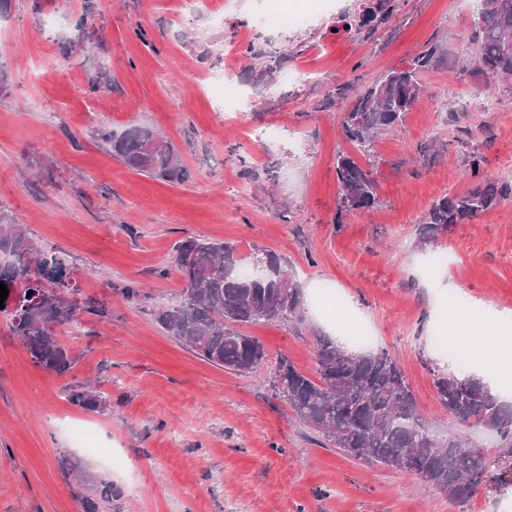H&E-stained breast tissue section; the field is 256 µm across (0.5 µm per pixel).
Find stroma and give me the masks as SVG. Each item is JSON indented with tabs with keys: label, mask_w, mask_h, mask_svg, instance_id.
<instances>
[{
	"label": "stroma",
	"mask_w": 512,
	"mask_h": 512,
	"mask_svg": "<svg viewBox=\"0 0 512 512\" xmlns=\"http://www.w3.org/2000/svg\"><path fill=\"white\" fill-rule=\"evenodd\" d=\"M352 3L333 0L295 28L268 16L267 0H232L216 29L203 0H0V207L108 310L57 326L77 358L60 375L36 367L0 316V512H82L102 480L119 492L105 512H512V448L494 436L467 432L489 467L462 508L411 472L324 447L270 389L274 357L314 375L316 335L341 331L311 299L322 284L373 349L396 357L440 434L456 423L436 401L432 371L449 356L432 339L452 302L484 316L476 358L512 342L495 319L512 313V201L415 246L430 205L472 187L471 155L497 177L512 152V93L475 94L477 76L458 63L473 36L467 0H394L374 33L333 32ZM251 44L307 77H262ZM432 45L446 54L421 73V103L374 145L378 206L338 216L336 158L357 153L342 132L355 90ZM104 70L112 86L94 90ZM342 84L350 91L335 98ZM277 122L289 138L249 143L251 128ZM135 125L167 138L184 181L129 169L98 135ZM194 237L285 258L307 297L302 321L245 326L270 355L251 372L197 357L147 311L179 302L175 248ZM441 251L449 266L423 277ZM127 286L142 300L124 299ZM86 380L110 411L71 403ZM76 426L97 450L72 441Z\"/></svg>",
	"instance_id": "stroma-1"
}]
</instances>
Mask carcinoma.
Instances as JSON below:
<instances>
[{
	"mask_svg": "<svg viewBox=\"0 0 512 512\" xmlns=\"http://www.w3.org/2000/svg\"><path fill=\"white\" fill-rule=\"evenodd\" d=\"M393 10L392 0H358L355 12L341 18L342 27L334 26L332 31L373 32ZM472 26L473 64L490 83L512 79V0H480ZM442 57L441 48L431 47L409 66L394 68L357 91L342 129L370 160L363 166L348 154L338 155L337 214L378 205L374 138L402 123L421 97L420 74L439 65ZM101 139L133 171L177 183L185 177L170 143L147 127L132 126L117 137L105 132ZM469 166L474 186L431 205L415 247L422 249L439 234L512 199L511 178L481 176L476 156ZM2 256L7 260H0V282L9 294L0 314L7 316L9 332L23 341L36 366L47 373L67 372L76 357L57 338L56 326L78 322L83 312L104 316L106 307L81 301L63 262L41 252L21 225L0 212ZM260 261L268 266L267 272L243 277L239 267L245 259L234 245L203 238L182 241L175 255L183 281L181 299L172 307L150 309V315L167 335L203 359L233 372H250L266 361L268 353L258 338L238 327L303 319L302 288L286 262L273 253H253V263ZM314 360L315 379L298 371L282 354L270 379L275 396L299 420L347 457L404 469L459 504L471 500L486 472L484 450L452 430L444 435L431 430L416 410L397 360L387 350L347 351L319 335ZM434 385L448 416L461 425L492 431L502 446L512 447V402L480 379L462 382L451 373L438 374ZM70 400L95 413L111 408L108 395L88 383L73 386ZM116 497L112 483L103 482L95 495L83 498V512H102Z\"/></svg>",
	"mask_w": 512,
	"mask_h": 512,
	"instance_id": "cac0c4a2",
	"label": "carcinoma"
}]
</instances>
